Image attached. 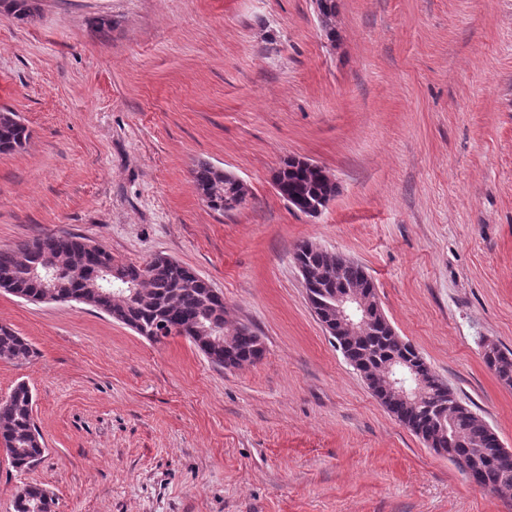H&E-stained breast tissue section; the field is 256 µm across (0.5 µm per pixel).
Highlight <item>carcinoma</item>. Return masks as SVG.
<instances>
[{
    "label": "carcinoma",
    "mask_w": 512,
    "mask_h": 512,
    "mask_svg": "<svg viewBox=\"0 0 512 512\" xmlns=\"http://www.w3.org/2000/svg\"><path fill=\"white\" fill-rule=\"evenodd\" d=\"M321 30L333 40L336 31L332 19L336 0H315ZM0 11L19 21L39 15L41 0H0ZM30 132L19 115L0 111V153L7 154L25 147ZM196 189L207 207L222 215L235 210L226 205V186L235 184L234 194L247 200L246 186L233 180V175L207 160H198L191 169ZM277 194L302 212L322 204L336 195V183L319 165H308L295 158L282 162L274 175ZM90 242L70 234L51 235L21 240L9 248H0V286L36 298L44 294L46 270L41 265L55 260L74 267L78 274L62 277L57 291L72 297L122 323L137 334L151 331L164 322L173 328L191 330L197 336L220 333L232 339L238 367L250 366L264 354L260 336L246 324L231 326L224 318V302L214 298L209 281L191 275V269L170 257H153L143 265L115 260L112 253L92 252ZM304 251H295L294 259L304 266V285L308 299L318 314L325 313V303L344 288H370L371 281L362 267L338 261V254L321 249L311 242L303 243ZM116 267L126 282L138 287V297L127 301L110 294L112 275L106 269ZM343 356L372 375L374 385L386 364L395 357L418 360L421 372H434L421 360L413 344L395 330L374 328L364 336H333ZM30 344L16 331L0 325V358L6 362L27 360L32 356ZM486 367L502 383L512 384V351L503 350L493 357H483ZM384 407L400 423L426 441L435 435L439 422H444L447 436L434 447L443 449L460 472L476 469V484L492 491L512 490V455L485 461L491 429L464 406L446 388L432 389L428 398L416 406H402L386 401ZM0 443L4 445L14 468L26 470L42 458L43 437L33 418V398L23 383L0 400ZM15 495L14 512H52L53 498L38 485L26 484Z\"/></svg>",
    "instance_id": "carcinoma-1"
}]
</instances>
